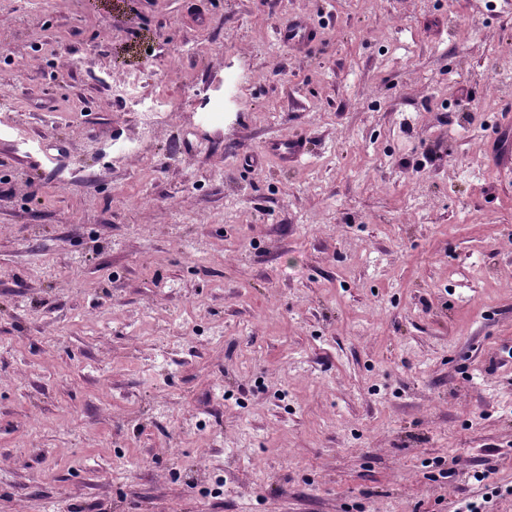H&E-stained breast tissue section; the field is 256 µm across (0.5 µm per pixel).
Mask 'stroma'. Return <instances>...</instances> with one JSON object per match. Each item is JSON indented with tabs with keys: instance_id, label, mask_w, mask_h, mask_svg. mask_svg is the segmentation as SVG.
Masks as SVG:
<instances>
[{
	"instance_id": "1",
	"label": "stroma",
	"mask_w": 512,
	"mask_h": 512,
	"mask_svg": "<svg viewBox=\"0 0 512 512\" xmlns=\"http://www.w3.org/2000/svg\"><path fill=\"white\" fill-rule=\"evenodd\" d=\"M510 45L512 0H0V512H512ZM315 29L305 20L291 18L279 24L276 30L278 44L288 47L305 48L316 42ZM263 150L277 156L286 165L288 162H295L305 150V144L300 140L279 138L266 142Z\"/></svg>"
}]
</instances>
